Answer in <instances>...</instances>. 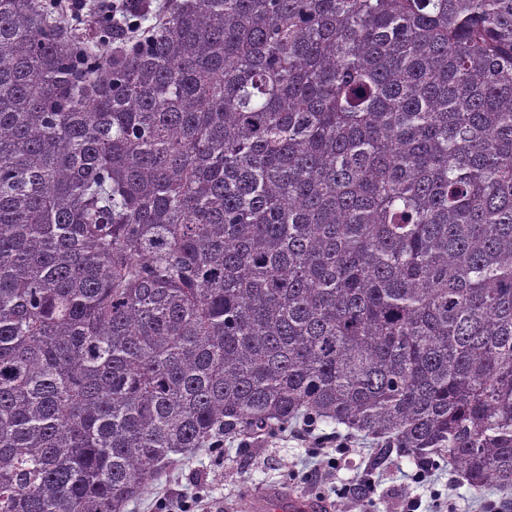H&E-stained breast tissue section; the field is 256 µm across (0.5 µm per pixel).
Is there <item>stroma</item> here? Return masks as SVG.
I'll use <instances>...</instances> for the list:
<instances>
[{
    "label": "stroma",
    "mask_w": 512,
    "mask_h": 512,
    "mask_svg": "<svg viewBox=\"0 0 512 512\" xmlns=\"http://www.w3.org/2000/svg\"><path fill=\"white\" fill-rule=\"evenodd\" d=\"M374 444L353 438L348 452L315 447L296 428L267 439L255 448H233L216 459L199 450L163 473L150 494L130 504L127 512H161L165 502L183 498L191 512H250L251 495L271 486L299 494H313L339 512L340 495L358 493L355 512H403L407 502L420 500L419 512H432L435 504L454 505L456 512H484L487 503H500L512 512V493L489 488L476 495L439 462L428 482L413 478L415 465L405 458L374 463Z\"/></svg>",
    "instance_id": "stroma-1"
}]
</instances>
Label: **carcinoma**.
I'll return each instance as SVG.
<instances>
[{"mask_svg":"<svg viewBox=\"0 0 512 512\" xmlns=\"http://www.w3.org/2000/svg\"><path fill=\"white\" fill-rule=\"evenodd\" d=\"M0 0V512H126L304 420L512 491V0Z\"/></svg>","mask_w":512,"mask_h":512,"instance_id":"1","label":"carcinoma"}]
</instances>
